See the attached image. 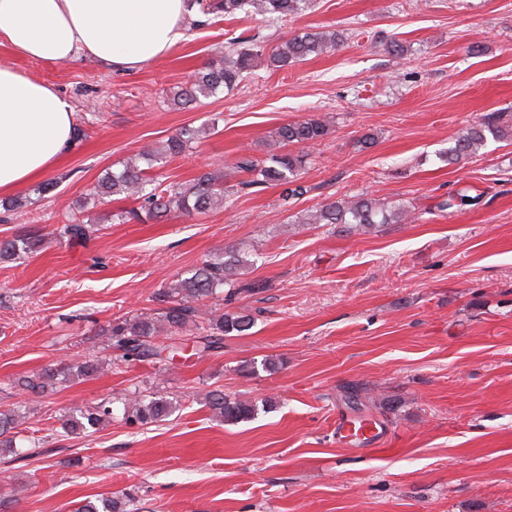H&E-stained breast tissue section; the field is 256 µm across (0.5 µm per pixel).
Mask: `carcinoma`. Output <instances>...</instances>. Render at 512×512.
I'll use <instances>...</instances> for the list:
<instances>
[{"instance_id":"carcinoma-1","label":"carcinoma","mask_w":512,"mask_h":512,"mask_svg":"<svg viewBox=\"0 0 512 512\" xmlns=\"http://www.w3.org/2000/svg\"><path fill=\"white\" fill-rule=\"evenodd\" d=\"M313 0H195L199 18L190 23L198 29L210 24L211 16L219 13L227 18L246 16H295L312 7ZM339 34L335 31L311 29L288 37L268 48L257 39L238 37L227 41L224 56L219 62L197 72L186 86L178 87L172 101L179 107H191L204 97H210L240 84L244 73L254 67L260 57L270 65L281 68L318 56L335 47ZM210 130L208 126L183 128L162 144L141 151L138 159L127 161L122 168L100 177L91 196L99 200L122 196L133 201V206L121 210L112 219L120 224L165 221L173 216L204 214L224 203V168L216 167L200 172L186 183L159 182L152 169L171 158L184 156ZM326 122L308 119L284 124L274 132V141L280 150L264 159L242 157L235 165L249 179L238 182L245 190L263 184L287 185L298 180L308 162L307 155L282 150L289 144H312L328 134ZM512 138V119L499 112L462 131L448 147L446 161L452 164L463 157L477 154L488 141ZM410 211L404 206H389L374 198L358 197L353 201H334L297 217V224H345L353 233L366 232L376 224L402 223ZM99 231L97 224L81 215H74L69 223L60 226L59 235L70 240L87 241ZM45 238L36 232L0 240V261L14 260L21 255H32L43 250ZM249 266L246 253L240 250L224 251L198 265L190 276L180 278L160 294L168 303L159 316L137 314L112 319L103 329L109 347L116 351V360L125 364H157L168 361L184 345V336L195 335L193 344L201 352L220 349L224 337L238 336L251 329L255 317L244 311H223L203 316L198 303L212 299L223 289L236 295L250 291L251 286L237 284L240 271ZM101 365L93 360H73L58 367L48 366L32 375L17 378L16 386L38 397L45 396L60 383L84 381L97 376ZM205 405L224 422L239 423L251 420L258 411L256 403L212 390L204 396ZM124 407V420L130 425L151 426L166 421L179 411L180 401L161 392L145 394L139 390L106 397L96 404L75 408L61 423L68 436L88 439L112 421V405ZM20 407L0 412V455L18 454L16 438L23 425ZM29 442L27 456L37 454L47 436L37 426L25 428ZM133 499L101 496L80 502L76 512H136Z\"/></svg>"}]
</instances>
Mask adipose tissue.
<instances>
[{
	"label": "adipose tissue",
	"mask_w": 512,
	"mask_h": 512,
	"mask_svg": "<svg viewBox=\"0 0 512 512\" xmlns=\"http://www.w3.org/2000/svg\"><path fill=\"white\" fill-rule=\"evenodd\" d=\"M193 0H0V46L50 64L131 70L183 38ZM74 109L52 85L0 62V194L51 172L74 143Z\"/></svg>",
	"instance_id": "adipose-tissue-1"
}]
</instances>
